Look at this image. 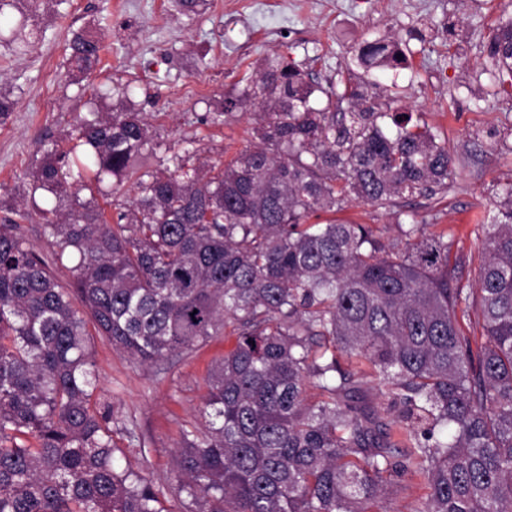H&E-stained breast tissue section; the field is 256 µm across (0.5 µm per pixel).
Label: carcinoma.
<instances>
[{"mask_svg":"<svg viewBox=\"0 0 512 512\" xmlns=\"http://www.w3.org/2000/svg\"><path fill=\"white\" fill-rule=\"evenodd\" d=\"M42 3L0 0L11 54L44 39L27 25ZM102 50L96 29L68 31L88 115L67 145H41L23 202L0 218V512H164L146 478L114 464L113 434L134 435L93 399L89 324L142 364L233 327L204 428L183 431L174 457L195 512H385L391 477L406 475L428 485L417 512H512V183L481 224L466 288L453 242L414 211L395 224L403 251L367 225L321 220L351 198L392 210L448 191V141L391 111L387 88L337 90L271 60L216 113L259 109L258 145L194 167L186 149L154 169L164 142L128 90L98 107L112 98L91 82ZM486 53L512 96V18ZM405 59L379 42L358 55L367 68ZM107 178L109 218L80 198ZM127 186L134 198L119 199ZM34 215L47 253L22 232ZM66 260L80 310L54 274ZM474 305L476 348L459 326ZM340 354L368 365L376 398Z\"/></svg>","mask_w":512,"mask_h":512,"instance_id":"carcinoma-1","label":"carcinoma"}]
</instances>
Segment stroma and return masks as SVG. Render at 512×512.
Returning a JSON list of instances; mask_svg holds the SVG:
<instances>
[{
	"instance_id": "stroma-1",
	"label": "stroma",
	"mask_w": 512,
	"mask_h": 512,
	"mask_svg": "<svg viewBox=\"0 0 512 512\" xmlns=\"http://www.w3.org/2000/svg\"><path fill=\"white\" fill-rule=\"evenodd\" d=\"M512 17V0H291L288 11L259 13L253 0H209L189 18L174 0H68L61 13L38 9L28 25L46 37L29 55H10L0 41V89L17 108L0 123V203L17 204L40 140L74 133L85 115L79 86L66 65L69 27L95 24L105 36L100 79L126 86L153 130L180 151L195 141L197 161H226L255 144V120L211 119L219 101L243 78L276 59L341 85L357 72L366 43H405L407 64L361 73L389 85L395 108H407L447 138L454 154L448 191L404 207L432 216L431 232L448 233L453 250L469 259L463 285L473 286L484 233L480 227L502 188L512 183V97L494 94L484 50L493 29ZM359 72V71H358ZM337 220L366 224L403 248L395 214L358 201ZM237 338L224 334L168 360L143 365L100 336L89 338L97 393L115 415L133 421L140 438L129 446L114 435L115 456L149 479L165 512H191L182 502L173 456L182 430L201 428L198 408L215 360Z\"/></svg>"
}]
</instances>
